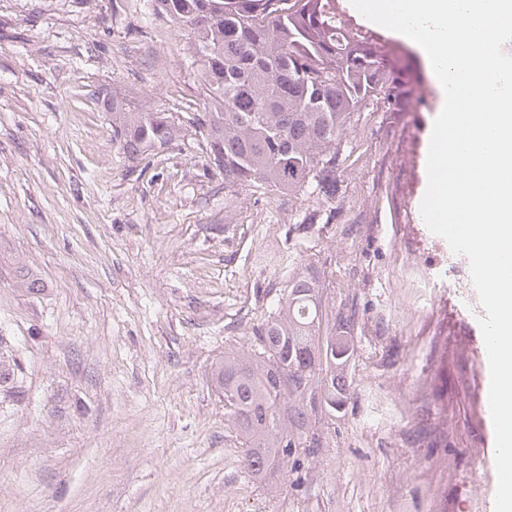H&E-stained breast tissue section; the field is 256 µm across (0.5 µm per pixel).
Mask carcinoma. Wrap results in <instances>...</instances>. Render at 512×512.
I'll return each mask as SVG.
<instances>
[{
    "instance_id": "1",
    "label": "carcinoma",
    "mask_w": 512,
    "mask_h": 512,
    "mask_svg": "<svg viewBox=\"0 0 512 512\" xmlns=\"http://www.w3.org/2000/svg\"><path fill=\"white\" fill-rule=\"evenodd\" d=\"M189 35L205 84L193 126L218 147L227 187L299 195L310 185L336 197L341 138L354 113L410 106L412 87L382 37L336 21V0H154ZM112 131L128 157L146 160L179 137L180 125L147 105L109 98ZM328 325H323V322ZM356 311L323 315L313 271L258 328L257 347L226 352L212 374L243 464L272 492L299 457L313 463L321 424L350 399L345 374Z\"/></svg>"
}]
</instances>
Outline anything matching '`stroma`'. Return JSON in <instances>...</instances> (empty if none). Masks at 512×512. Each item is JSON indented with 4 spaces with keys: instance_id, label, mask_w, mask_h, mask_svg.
Instances as JSON below:
<instances>
[{
    "instance_id": "1",
    "label": "stroma",
    "mask_w": 512,
    "mask_h": 512,
    "mask_svg": "<svg viewBox=\"0 0 512 512\" xmlns=\"http://www.w3.org/2000/svg\"><path fill=\"white\" fill-rule=\"evenodd\" d=\"M191 55L152 0H0V512H494L476 291L420 212L435 109L355 114L333 201L229 188ZM105 89L181 140L130 160ZM308 267L358 311L351 397L275 494L211 376Z\"/></svg>"
}]
</instances>
